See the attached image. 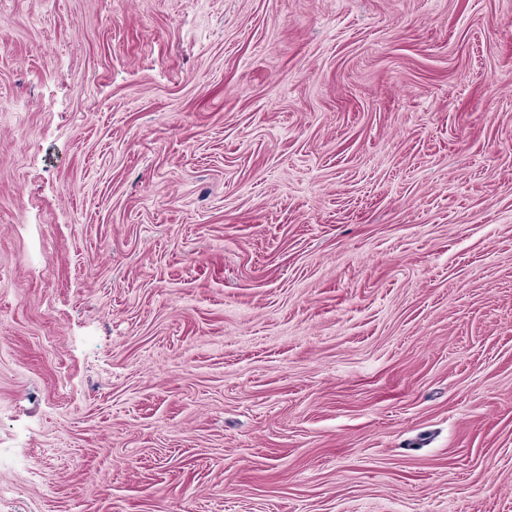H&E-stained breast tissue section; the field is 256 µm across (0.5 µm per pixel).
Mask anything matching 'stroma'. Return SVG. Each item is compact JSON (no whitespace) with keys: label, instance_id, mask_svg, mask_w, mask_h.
<instances>
[{"label":"stroma","instance_id":"obj_1","mask_svg":"<svg viewBox=\"0 0 512 512\" xmlns=\"http://www.w3.org/2000/svg\"><path fill=\"white\" fill-rule=\"evenodd\" d=\"M0 512H512V0H0Z\"/></svg>","mask_w":512,"mask_h":512}]
</instances>
